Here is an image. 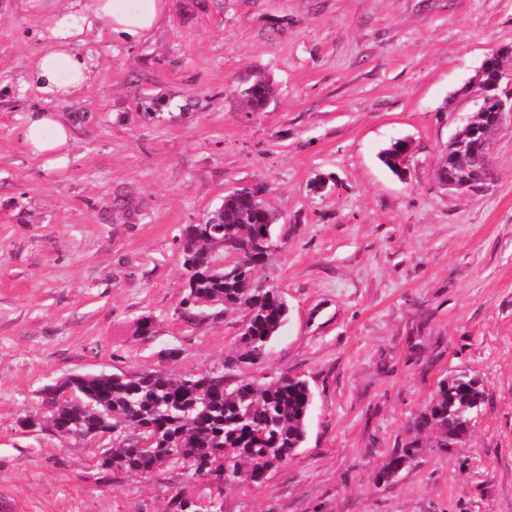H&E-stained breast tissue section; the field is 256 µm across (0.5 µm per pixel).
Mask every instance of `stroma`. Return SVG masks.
<instances>
[{
    "label": "stroma",
    "instance_id": "stroma-1",
    "mask_svg": "<svg viewBox=\"0 0 512 512\" xmlns=\"http://www.w3.org/2000/svg\"><path fill=\"white\" fill-rule=\"evenodd\" d=\"M53 10L0 0V496L18 512H174L177 495L196 512H512V119L489 190L436 176L477 108L467 84L512 48V0H167L145 40L89 38L92 80L55 106L74 138L60 175L14 132L40 100L18 86ZM259 78L273 96L252 112ZM400 138L402 178L380 159ZM256 183L279 216L256 282L290 311L266 358L238 366L242 312L180 315L179 235ZM168 347L180 354L161 362ZM229 363L313 393L305 444L259 485L105 467L96 441L42 422L41 389L73 374ZM458 375L485 404L439 448L411 423Z\"/></svg>",
    "mask_w": 512,
    "mask_h": 512
}]
</instances>
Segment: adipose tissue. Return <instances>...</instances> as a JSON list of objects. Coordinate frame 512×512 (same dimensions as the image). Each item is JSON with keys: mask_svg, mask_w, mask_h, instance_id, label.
<instances>
[{"mask_svg": "<svg viewBox=\"0 0 512 512\" xmlns=\"http://www.w3.org/2000/svg\"><path fill=\"white\" fill-rule=\"evenodd\" d=\"M167 15L165 0H63L40 50L29 62L22 90L65 102L90 82L97 59L83 45L88 34L136 43L158 28ZM24 146L49 170L70 160L72 131L57 112L39 105L24 109L16 128Z\"/></svg>", "mask_w": 512, "mask_h": 512, "instance_id": "obj_1", "label": "adipose tissue"}]
</instances>
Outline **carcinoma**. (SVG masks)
Here are the masks:
<instances>
[{"label":"carcinoma","mask_w":512,"mask_h":512,"mask_svg":"<svg viewBox=\"0 0 512 512\" xmlns=\"http://www.w3.org/2000/svg\"><path fill=\"white\" fill-rule=\"evenodd\" d=\"M245 96L254 112L265 109L270 85L259 79ZM393 170L402 168L399 143L384 152ZM481 164H462L453 147L441 157L437 175L467 184ZM262 187L242 188L202 224H187L180 236L186 294L180 314L186 322L241 310L237 362L256 364L267 354L288 316V304L275 288H259L256 266L268 255L262 237L274 232L276 213L259 206ZM250 251L234 265L221 263L230 247ZM48 421L60 437L109 440L102 466H115L141 476L164 465L183 466L197 476L224 480L229 469L241 482L259 483L267 471L285 463L302 447L312 400L306 381L282 374L256 384L229 383L224 372L173 374L165 370L127 374L105 371L75 374L43 389ZM484 404L477 380L454 376L442 380L427 409L414 418L417 430L439 434L437 447L461 437L471 415ZM416 443L395 452L382 476L396 475L411 458Z\"/></svg>","instance_id":"cac0c4a2"}]
</instances>
